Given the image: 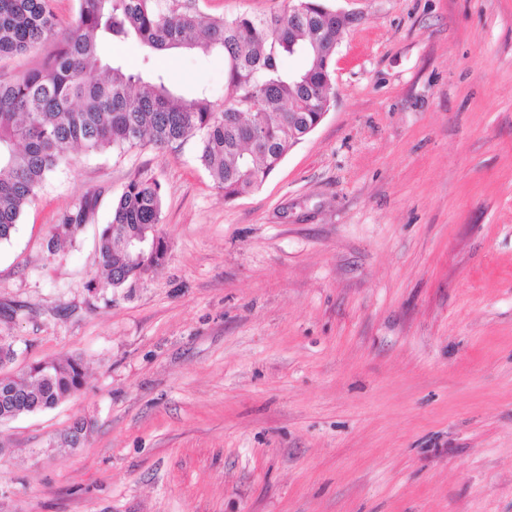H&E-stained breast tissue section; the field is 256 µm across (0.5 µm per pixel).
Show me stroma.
Segmentation results:
<instances>
[{"label":"stroma","instance_id":"stroma-1","mask_svg":"<svg viewBox=\"0 0 512 512\" xmlns=\"http://www.w3.org/2000/svg\"><path fill=\"white\" fill-rule=\"evenodd\" d=\"M325 3L335 98L259 188L225 199L195 138L73 147L0 244L10 371L85 370L0 424V512H512V0ZM102 54L224 91L219 54ZM139 175L168 256L115 288L98 234ZM96 203V194L86 193L77 204L62 215L59 224L53 228L52 240L73 238L78 235L89 222Z\"/></svg>","mask_w":512,"mask_h":512}]
</instances>
